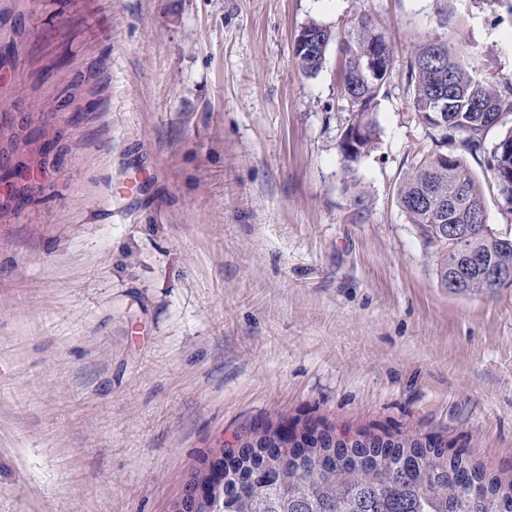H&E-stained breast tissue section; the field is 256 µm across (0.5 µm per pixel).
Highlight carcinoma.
Instances as JSON below:
<instances>
[{"label": "carcinoma", "mask_w": 512, "mask_h": 512, "mask_svg": "<svg viewBox=\"0 0 512 512\" xmlns=\"http://www.w3.org/2000/svg\"><path fill=\"white\" fill-rule=\"evenodd\" d=\"M305 29L320 41L296 51L308 77L324 68L327 50L340 51V92L348 105L347 127L365 129L362 142L342 139L337 148L347 173L379 140L376 113L394 67L393 51L378 21L363 14L339 32L311 21ZM406 86L417 121L443 113L448 129L461 136L470 154L489 152L488 165L507 211L512 212V80L490 81L473 74L456 45L430 38L406 62ZM503 132L486 147L490 129ZM355 216L364 218L370 196L350 180ZM397 203L437 260L440 284L458 294L492 295L511 282H495L493 270H512V240L480 223L485 215L481 184L454 151L429 152L400 183ZM464 225L460 248L441 228ZM288 418L267 420L257 443L240 440L236 456L220 447L224 477L213 485L200 512H512V477H488L462 455L414 434L382 437L356 432L332 437V428L306 423L294 435L279 432Z\"/></svg>", "instance_id": "obj_1"}]
</instances>
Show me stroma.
Segmentation results:
<instances>
[{"label": "stroma", "mask_w": 512, "mask_h": 512, "mask_svg": "<svg viewBox=\"0 0 512 512\" xmlns=\"http://www.w3.org/2000/svg\"><path fill=\"white\" fill-rule=\"evenodd\" d=\"M368 13L395 64L354 169L340 54ZM427 37L512 80V0H0V108L55 136L0 222V512H171L241 426L286 416L442 440L512 474V287L462 296L396 201L433 148L405 65ZM488 224L512 214L467 155Z\"/></svg>", "instance_id": "35a3bbf8"}]
</instances>
